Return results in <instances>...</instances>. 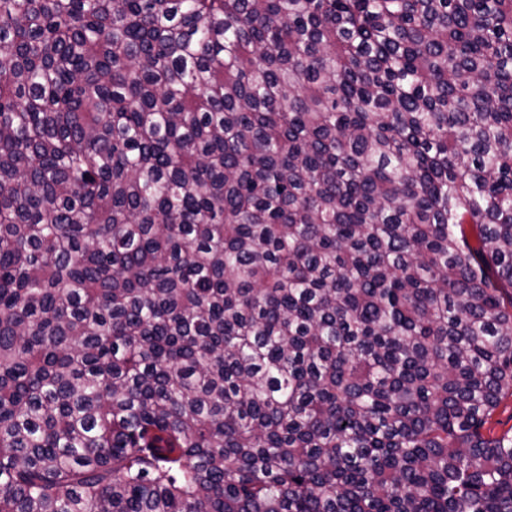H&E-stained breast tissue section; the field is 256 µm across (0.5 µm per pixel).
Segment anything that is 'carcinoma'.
Here are the masks:
<instances>
[{"instance_id":"carcinoma-1","label":"carcinoma","mask_w":512,"mask_h":512,"mask_svg":"<svg viewBox=\"0 0 512 512\" xmlns=\"http://www.w3.org/2000/svg\"><path fill=\"white\" fill-rule=\"evenodd\" d=\"M512 0H0V512H512Z\"/></svg>"}]
</instances>
